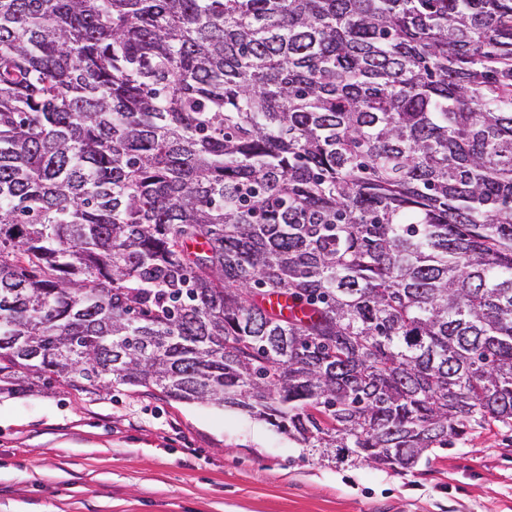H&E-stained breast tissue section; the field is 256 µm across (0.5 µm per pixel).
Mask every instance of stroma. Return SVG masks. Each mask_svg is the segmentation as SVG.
<instances>
[{
    "label": "stroma",
    "instance_id": "obj_1",
    "mask_svg": "<svg viewBox=\"0 0 512 512\" xmlns=\"http://www.w3.org/2000/svg\"><path fill=\"white\" fill-rule=\"evenodd\" d=\"M0 512H512V430L473 432L398 474L156 391L2 394Z\"/></svg>",
    "mask_w": 512,
    "mask_h": 512
}]
</instances>
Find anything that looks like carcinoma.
Wrapping results in <instances>:
<instances>
[{"mask_svg":"<svg viewBox=\"0 0 512 512\" xmlns=\"http://www.w3.org/2000/svg\"><path fill=\"white\" fill-rule=\"evenodd\" d=\"M44 376L397 473L512 428V0H0V393Z\"/></svg>","mask_w":512,"mask_h":512,"instance_id":"carcinoma-1","label":"carcinoma"}]
</instances>
